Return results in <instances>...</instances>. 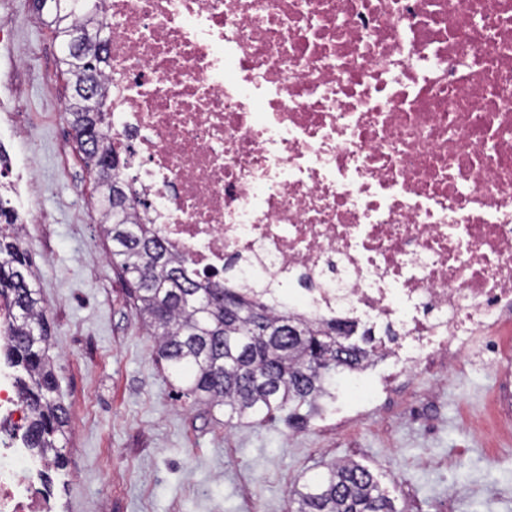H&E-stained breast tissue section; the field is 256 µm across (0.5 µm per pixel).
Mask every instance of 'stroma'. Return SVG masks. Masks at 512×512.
Listing matches in <instances>:
<instances>
[{"label": "stroma", "instance_id": "35a3bbf8", "mask_svg": "<svg viewBox=\"0 0 512 512\" xmlns=\"http://www.w3.org/2000/svg\"><path fill=\"white\" fill-rule=\"evenodd\" d=\"M1 20L13 46L0 48V96L35 128L34 142L5 140L37 183L22 247L70 416L66 467L46 475L57 512H288L294 490L334 459L367 466L400 512L413 500L419 512H512V435L482 429L501 384L481 349L447 377L418 368L387 397L361 399L359 388L401 368L379 362L294 421H231L173 385L105 254L94 176L60 114L69 87L53 30L32 0H0ZM16 46L31 65L17 68Z\"/></svg>", "mask_w": 512, "mask_h": 512}]
</instances>
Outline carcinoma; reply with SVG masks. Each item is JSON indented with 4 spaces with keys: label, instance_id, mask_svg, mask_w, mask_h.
<instances>
[{
    "label": "carcinoma",
    "instance_id": "obj_1",
    "mask_svg": "<svg viewBox=\"0 0 512 512\" xmlns=\"http://www.w3.org/2000/svg\"><path fill=\"white\" fill-rule=\"evenodd\" d=\"M100 0L90 11L76 0L48 21L61 48L60 65L73 85L85 77L96 80L94 97L72 100L70 125L85 133L95 147L83 152L95 174L100 228L110 244L112 264L131 276L130 299L155 350L181 391L195 402L222 408L228 419L258 421L276 411L316 406L331 396L336 374L365 367L373 348L368 333L362 344L339 362L336 334L354 326L304 320L276 310L258 296H248L216 283L195 281L185 259L171 252L151 226L139 222L141 201L129 193L122 166L110 142L103 112L104 69L97 60L82 68L69 56L74 31L102 27ZM0 293L11 295L13 324L4 339V358L19 372L22 393L33 420L28 445L61 465L58 439L65 434L68 410L57 397L58 383L48 351L50 336L38 275L30 256L20 248L22 225L16 223L10 199L0 197ZM290 512H398L374 474L354 461H334L317 479L293 493Z\"/></svg>",
    "mask_w": 512,
    "mask_h": 512
}]
</instances>
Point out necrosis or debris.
Returning <instances> with one entry per match:
<instances>
[{
  "label": "necrosis or debris",
  "instance_id": "4bbe7bcc",
  "mask_svg": "<svg viewBox=\"0 0 512 512\" xmlns=\"http://www.w3.org/2000/svg\"><path fill=\"white\" fill-rule=\"evenodd\" d=\"M107 125L198 281L512 360V0H104ZM0 365V512H55Z\"/></svg>",
  "mask_w": 512,
  "mask_h": 512
}]
</instances>
